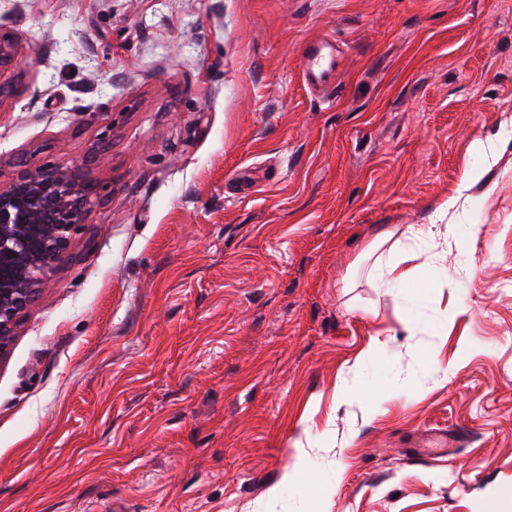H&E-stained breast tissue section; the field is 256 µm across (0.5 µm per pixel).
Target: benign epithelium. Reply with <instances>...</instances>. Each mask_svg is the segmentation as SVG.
I'll return each instance as SVG.
<instances>
[{
    "label": "benign epithelium",
    "mask_w": 512,
    "mask_h": 512,
    "mask_svg": "<svg viewBox=\"0 0 512 512\" xmlns=\"http://www.w3.org/2000/svg\"><path fill=\"white\" fill-rule=\"evenodd\" d=\"M19 63V46L0 32V100L12 95L3 80ZM75 172L56 165L23 169L0 187V358L21 314L38 298L52 264L67 252L85 216L101 197Z\"/></svg>",
    "instance_id": "7a95c632"
}]
</instances>
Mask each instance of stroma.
<instances>
[{
  "label": "stroma",
  "instance_id": "1",
  "mask_svg": "<svg viewBox=\"0 0 512 512\" xmlns=\"http://www.w3.org/2000/svg\"><path fill=\"white\" fill-rule=\"evenodd\" d=\"M0 30V185L103 188L0 359V512H512V0H0ZM486 138L453 288L375 287L362 254ZM424 427L463 437L412 457ZM19 46L10 33L0 31V101L13 93V86L2 80L5 74L11 73L19 63ZM338 53L336 40L324 36L310 39L302 45L301 71L307 86L326 89L332 84Z\"/></svg>",
  "mask_w": 512,
  "mask_h": 512
}]
</instances>
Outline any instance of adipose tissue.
<instances>
[{
    "mask_svg": "<svg viewBox=\"0 0 512 512\" xmlns=\"http://www.w3.org/2000/svg\"><path fill=\"white\" fill-rule=\"evenodd\" d=\"M482 170L469 169L447 203L439 205L429 223L407 227L400 241L383 233L390 249L380 254L371 270L373 282L380 288H417L429 295L451 285L448 254L461 248L463 236H476L480 225H459L457 212L470 205V189L482 178Z\"/></svg>",
    "mask_w": 512,
    "mask_h": 512,
    "instance_id": "ef3b65f1",
    "label": "adipose tissue"
}]
</instances>
